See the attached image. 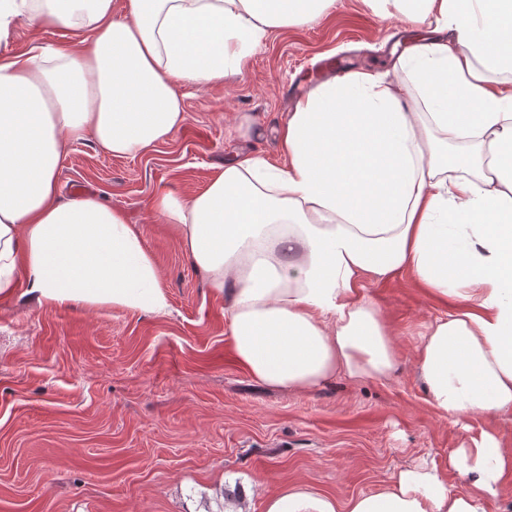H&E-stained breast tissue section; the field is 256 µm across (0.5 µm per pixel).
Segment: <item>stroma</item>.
<instances>
[{"instance_id": "stroma-1", "label": "stroma", "mask_w": 512, "mask_h": 512, "mask_svg": "<svg viewBox=\"0 0 512 512\" xmlns=\"http://www.w3.org/2000/svg\"><path fill=\"white\" fill-rule=\"evenodd\" d=\"M428 31L375 16L363 0H338L272 32L241 76L182 86L186 120L151 152L115 157L90 139L69 147L61 199L94 197L139 225L170 308L47 310L22 290L0 298V512H222L235 488L247 512H264L285 483L345 502L401 468L444 465L479 433L480 417L463 426L426 400L419 336L450 305L411 271L366 285L397 334V375L270 387L236 361L223 301L148 208L163 186L181 197L202 191L240 151L283 164L274 130L294 87L327 79L326 62L391 70Z\"/></svg>"}]
</instances>
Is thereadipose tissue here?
<instances>
[{
  "label": "adipose tissue",
  "instance_id": "ef3b65f1",
  "mask_svg": "<svg viewBox=\"0 0 512 512\" xmlns=\"http://www.w3.org/2000/svg\"><path fill=\"white\" fill-rule=\"evenodd\" d=\"M380 17L432 20L395 62L402 82L354 70L299 97L276 129L284 165L254 152L200 193L162 188L152 213L226 303L238 362L262 383L310 390L384 380L395 333L363 282L411 270L452 312L417 347L441 418L512 413V0H365ZM336 0H0V41L18 20L61 32L50 53L0 56V297L25 288L73 304L163 315L158 265L138 225L95 198L61 200L68 147L142 155L184 124L180 87L241 75L276 29ZM468 482L448 488L445 468ZM512 476L492 431L339 503L283 485L265 512H486Z\"/></svg>",
  "mask_w": 512,
  "mask_h": 512
}]
</instances>
